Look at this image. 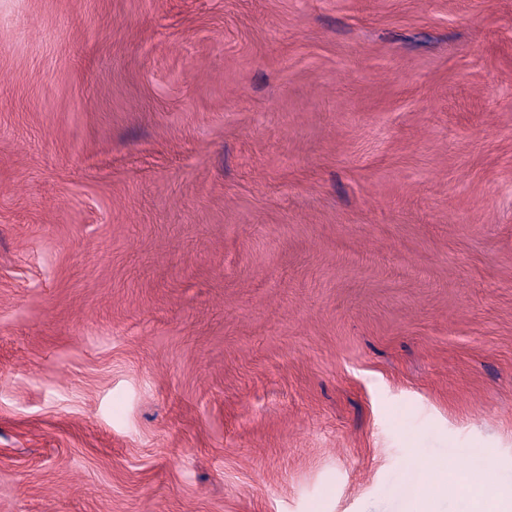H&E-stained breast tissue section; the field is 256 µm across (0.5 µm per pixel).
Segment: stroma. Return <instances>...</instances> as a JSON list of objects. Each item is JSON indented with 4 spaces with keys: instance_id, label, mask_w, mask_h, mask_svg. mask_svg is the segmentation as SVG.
I'll list each match as a JSON object with an SVG mask.
<instances>
[{
    "instance_id": "obj_1",
    "label": "stroma",
    "mask_w": 512,
    "mask_h": 512,
    "mask_svg": "<svg viewBox=\"0 0 512 512\" xmlns=\"http://www.w3.org/2000/svg\"><path fill=\"white\" fill-rule=\"evenodd\" d=\"M512 486V0H0V512H420ZM418 465L425 472L427 480L436 483V492L443 493L447 489V481H452L466 490L480 511L510 512L512 510V488H495L476 480L470 469L466 471L448 472L439 464H431L421 459ZM499 509V510H497Z\"/></svg>"
}]
</instances>
